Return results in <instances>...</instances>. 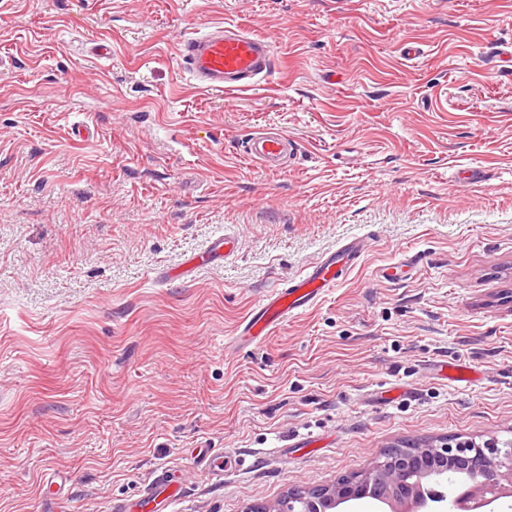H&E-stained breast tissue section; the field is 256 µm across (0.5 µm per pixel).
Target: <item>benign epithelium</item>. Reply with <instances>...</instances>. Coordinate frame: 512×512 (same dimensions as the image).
Instances as JSON below:
<instances>
[{"instance_id": "obj_1", "label": "benign epithelium", "mask_w": 512, "mask_h": 512, "mask_svg": "<svg viewBox=\"0 0 512 512\" xmlns=\"http://www.w3.org/2000/svg\"><path fill=\"white\" fill-rule=\"evenodd\" d=\"M450 470L469 487L447 505L426 483L448 480ZM506 489L512 493L511 445L443 442L391 448L362 473L316 490L291 489L276 508L253 507L247 512H352L363 500L376 506L407 505L408 512H444L447 506L452 512H482Z\"/></svg>"}]
</instances>
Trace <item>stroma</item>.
<instances>
[{"mask_svg":"<svg viewBox=\"0 0 512 512\" xmlns=\"http://www.w3.org/2000/svg\"><path fill=\"white\" fill-rule=\"evenodd\" d=\"M221 21L275 52L235 95L176 54ZM264 129L297 144L276 171L242 155ZM357 236L317 306L226 353ZM447 439H512V0H0V512H112L163 471L167 512L271 510ZM235 239L232 235L224 233L211 239L208 247L192 259L193 265H209L218 263L226 258L235 249ZM368 243L366 238L354 239L327 253L299 279L288 282V286L269 291L242 321L237 336L225 347L226 353H237L262 343L289 318L320 302L328 291L339 285L344 273L363 256L369 247ZM436 371L438 376L450 382L469 384L475 380L473 377L475 373L474 367L469 363L458 360L440 362L436 365Z\"/></svg>","mask_w":512,"mask_h":512,"instance_id":"1","label":"stroma"}]
</instances>
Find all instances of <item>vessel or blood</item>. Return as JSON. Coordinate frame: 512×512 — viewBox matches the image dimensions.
Segmentation results:
<instances>
[{
    "label": "vessel or blood",
    "instance_id": "obj_1",
    "mask_svg": "<svg viewBox=\"0 0 512 512\" xmlns=\"http://www.w3.org/2000/svg\"><path fill=\"white\" fill-rule=\"evenodd\" d=\"M176 53L195 85L204 91L239 92L251 88L269 73L273 62L270 43L230 23L213 24L197 35L180 42ZM293 146L278 132L250 135L244 155L268 169L282 167ZM367 240L355 239L327 253L303 276L288 286L275 288L253 306L239 326L226 350L230 353L262 343L289 318L316 305L344 273L367 251ZM235 249L232 235L211 239L208 247L193 258V265H208L226 258ZM438 376L451 382L472 383L475 369L466 362L443 361L436 367Z\"/></svg>",
    "mask_w": 512,
    "mask_h": 512
}]
</instances>
